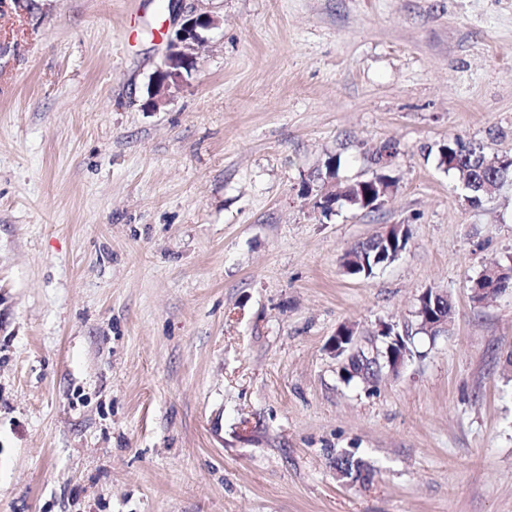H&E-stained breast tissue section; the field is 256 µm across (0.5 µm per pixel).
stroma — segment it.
I'll use <instances>...</instances> for the list:
<instances>
[{
    "label": "stroma",
    "instance_id": "stroma-1",
    "mask_svg": "<svg viewBox=\"0 0 512 512\" xmlns=\"http://www.w3.org/2000/svg\"><path fill=\"white\" fill-rule=\"evenodd\" d=\"M35 3L0 8V512H512V288L471 291L512 185L471 208L439 163L512 154V0ZM193 9L219 24L146 107ZM331 156L394 179L379 210L321 213ZM392 224L405 251L346 275ZM429 290H426L420 298L423 299V302L419 304L418 315L422 314L423 321L421 322V327L425 329L430 335L436 336L438 333H442L448 330V323L452 318V305L448 308V297L445 294H442V297L445 299V302L439 304L435 301L436 293L433 290V304H429V309L427 310V315L422 312L423 304L428 302L429 298ZM405 337L401 339L399 334L395 333L394 339L387 345L385 355L391 372H398L406 356L410 355V352L406 348ZM336 469L344 474V478L352 481H364L370 476V468L367 464L347 453L336 457Z\"/></svg>",
    "mask_w": 512,
    "mask_h": 512
}]
</instances>
